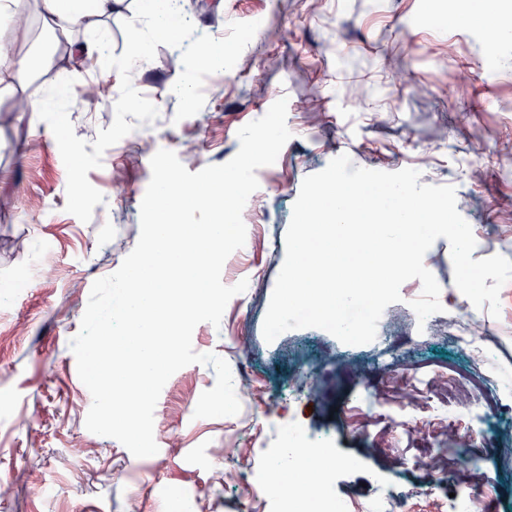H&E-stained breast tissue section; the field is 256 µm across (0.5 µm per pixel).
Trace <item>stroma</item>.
Returning a JSON list of instances; mask_svg holds the SVG:
<instances>
[{"mask_svg":"<svg viewBox=\"0 0 512 512\" xmlns=\"http://www.w3.org/2000/svg\"><path fill=\"white\" fill-rule=\"evenodd\" d=\"M485 0H183L197 32L226 33L234 21H257L243 51L253 68L236 64L205 93L201 111L176 120L173 85L180 49L158 46L136 84L158 109L109 147L88 173L104 196L90 222L66 212L67 173L54 135L34 112H13L16 96L41 98L56 81L103 80L119 87L116 70L72 69L55 51L36 0L28 8L26 38L0 28V53L33 57L27 87L0 82V512H163L171 497H198L196 512H279L275 498H251L234 472L270 461L280 446L268 424L292 423L302 444L323 448L335 465L331 491L348 512H369L380 492L411 502L412 512H441L450 494L480 492L493 512H512V458L485 438L512 432L508 416L471 418V405L454 407L459 424L449 436L430 407L435 390L476 386L480 372L469 350L456 346L460 314L474 309L454 284L450 246L438 238L424 257L441 287L443 312L419 328L410 303L420 280L401 287L378 335L398 347L399 362L376 377L378 417L350 393L351 366L369 367L375 343L347 347L315 327L286 331L266 341L262 327L285 259V236L304 177L335 157L387 172L419 170L420 181L450 185L457 209L472 226L473 259H512V169L498 165L512 153V42L486 46L476 28L448 23L450 13L476 11ZM470 71L460 81L461 71ZM287 98L291 138L273 165L257 169L259 188L248 199L254 219L244 246L225 261L222 281L247 280L228 303L220 326H196V352L246 370L249 395L237 415L194 418L201 393L216 381L212 366L191 364L165 384L155 413L167 422L157 454L134 457L117 440L85 427L92 397L81 382L71 339L80 329L91 286L114 273L139 237V210L151 178L150 159L174 151L190 172L232 159L237 132ZM115 97L71 105L76 136L93 142L114 120ZM481 135L483 151L470 143ZM21 282L17 294L8 284ZM500 315L478 310L488 338L501 399L512 406V282L503 286ZM251 346L242 365L239 337ZM336 366L315 388L296 381L299 371L326 358ZM234 441L224 456L225 441ZM453 448L429 476L422 463L432 448ZM57 488L43 498L39 485Z\"/></svg>","mask_w":512,"mask_h":512,"instance_id":"obj_1","label":"stroma"}]
</instances>
